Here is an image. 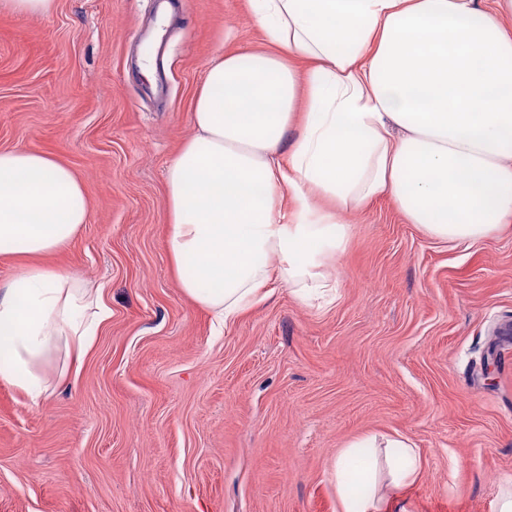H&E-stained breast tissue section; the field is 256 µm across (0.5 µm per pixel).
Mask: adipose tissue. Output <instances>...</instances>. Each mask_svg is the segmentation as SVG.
Here are the masks:
<instances>
[{
  "label": "adipose tissue",
  "mask_w": 512,
  "mask_h": 512,
  "mask_svg": "<svg viewBox=\"0 0 512 512\" xmlns=\"http://www.w3.org/2000/svg\"><path fill=\"white\" fill-rule=\"evenodd\" d=\"M272 48L211 63L194 135L166 168L167 250L184 293L222 324L266 300L329 291L341 211L390 198L428 236L474 243L512 223V0H250ZM306 68H298V61ZM90 218L65 163L0 149V380L31 404L57 351L80 362L111 310L104 285L41 264ZM336 458L343 512H388L416 476L400 439Z\"/></svg>",
  "instance_id": "adipose-tissue-1"
}]
</instances>
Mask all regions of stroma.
<instances>
[{
  "label": "stroma",
  "instance_id": "35a3bbf8",
  "mask_svg": "<svg viewBox=\"0 0 512 512\" xmlns=\"http://www.w3.org/2000/svg\"><path fill=\"white\" fill-rule=\"evenodd\" d=\"M165 5L151 82L139 48ZM267 47L249 0L0 11V149L81 179L90 221L44 262L105 283L112 311L40 404L0 381V512H342L334 463L366 434L421 456L393 512H496L512 488V342L491 344L512 325V224L465 246L387 198L345 211L334 300L279 281L219 334L180 288L165 170L207 65Z\"/></svg>",
  "mask_w": 512,
  "mask_h": 512
}]
</instances>
